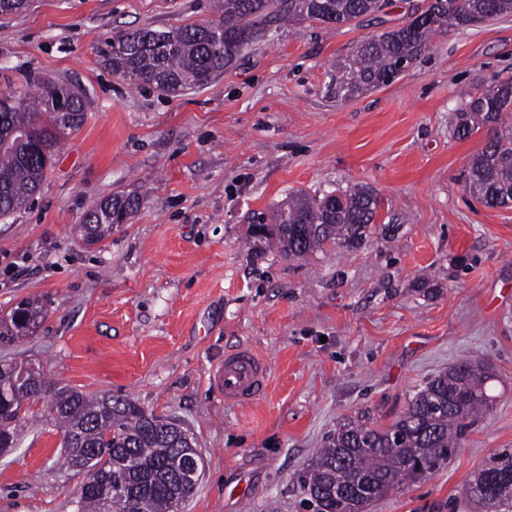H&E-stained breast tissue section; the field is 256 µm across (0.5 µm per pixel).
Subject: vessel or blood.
<instances>
[{"instance_id": "b4317fda", "label": "vessel or blood", "mask_w": 512, "mask_h": 512, "mask_svg": "<svg viewBox=\"0 0 512 512\" xmlns=\"http://www.w3.org/2000/svg\"><path fill=\"white\" fill-rule=\"evenodd\" d=\"M268 374V363L247 347L225 351L209 372L211 383L223 392L225 402L241 406L263 393Z\"/></svg>"}]
</instances>
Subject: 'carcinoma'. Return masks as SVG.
I'll return each mask as SVG.
<instances>
[{
    "label": "carcinoma",
    "instance_id": "1",
    "mask_svg": "<svg viewBox=\"0 0 512 512\" xmlns=\"http://www.w3.org/2000/svg\"><path fill=\"white\" fill-rule=\"evenodd\" d=\"M388 0H224L219 22L176 30L120 31L102 55L112 72L135 84L171 94L209 84L244 52L262 27L282 19L327 25L349 24L384 10ZM512 14V0H429L421 18L361 44L336 65L333 92L346 99L394 81L399 63L411 64L431 35L447 26L470 27ZM84 101L64 85L24 96L0 98V216L7 217L33 199L51 168L67 131L84 120ZM512 81L495 85V95H473L457 116L456 134L465 138L483 125L494 134L471 161L466 188L482 203H512ZM48 123L38 122L39 115ZM139 197L104 201L82 225L93 244L112 233L116 218L127 221ZM380 208L376 191L355 185L321 197L295 195L273 213L272 223L253 225V233L281 255L300 259L329 243L359 248L372 233ZM45 306L23 300L0 320V343L34 333ZM490 371L460 361L419 389L387 426L368 413L339 423L317 449L299 478L301 491L317 512H368V507L437 471L448 463L475 423L496 403ZM48 398L47 408L62 432L66 463L89 482L76 512H180L196 486L185 460L194 439L182 425L115 396H90L74 388L49 389L31 364H0V448L16 447L30 404ZM484 485L492 507L512 512V449L493 456L465 485Z\"/></svg>",
    "mask_w": 512,
    "mask_h": 512
}]
</instances>
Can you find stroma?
Segmentation results:
<instances>
[{"mask_svg":"<svg viewBox=\"0 0 512 512\" xmlns=\"http://www.w3.org/2000/svg\"><path fill=\"white\" fill-rule=\"evenodd\" d=\"M427 0L336 27L268 26L209 85L178 95L116 77L118 31L207 24L222 0H32L0 15V97L67 85L86 105L25 209L0 217V318L40 299L47 317L0 361L121 396L180 421L202 459L181 512H315L297 478L337 423L388 425L458 360L487 366L498 400L448 463L369 512H476L463 488L512 448V204L467 190L490 132H454L469 96L512 79V16L448 28L391 84L340 100L339 60L405 25ZM367 184L382 201L366 243L291 261L249 227L293 192ZM138 210L88 244L86 215L115 195ZM270 365L252 405L209 380L225 350ZM0 455V512H75L45 402Z\"/></svg>","mask_w":512,"mask_h":512,"instance_id":"1","label":"stroma"}]
</instances>
